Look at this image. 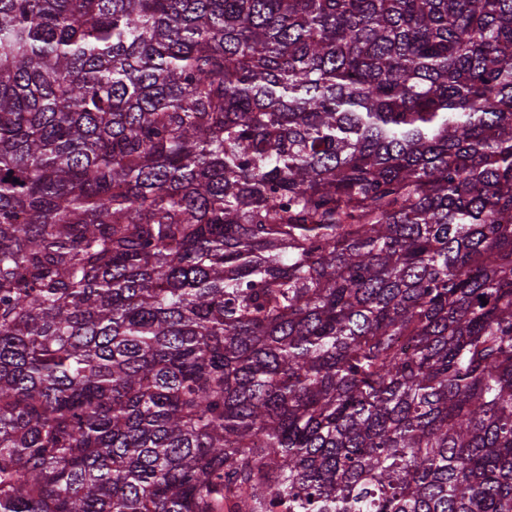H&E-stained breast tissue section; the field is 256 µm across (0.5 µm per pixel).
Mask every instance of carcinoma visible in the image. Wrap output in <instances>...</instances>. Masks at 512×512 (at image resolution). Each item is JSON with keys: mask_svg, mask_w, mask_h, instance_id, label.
Segmentation results:
<instances>
[{"mask_svg": "<svg viewBox=\"0 0 512 512\" xmlns=\"http://www.w3.org/2000/svg\"><path fill=\"white\" fill-rule=\"evenodd\" d=\"M0 512H512V0H0Z\"/></svg>", "mask_w": 512, "mask_h": 512, "instance_id": "cac0c4a2", "label": "carcinoma"}]
</instances>
